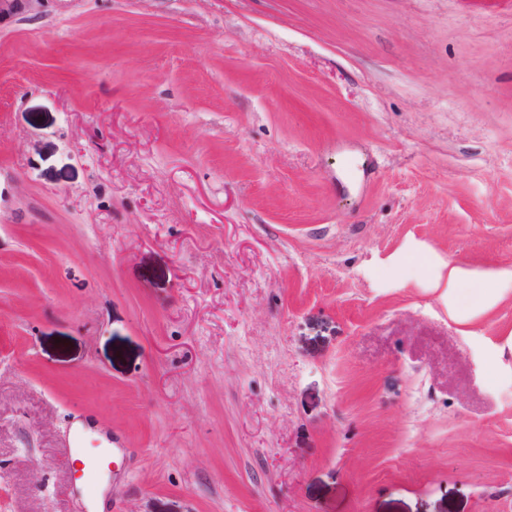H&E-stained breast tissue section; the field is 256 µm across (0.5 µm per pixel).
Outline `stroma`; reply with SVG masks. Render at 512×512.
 <instances>
[{"instance_id":"obj_1","label":"stroma","mask_w":512,"mask_h":512,"mask_svg":"<svg viewBox=\"0 0 512 512\" xmlns=\"http://www.w3.org/2000/svg\"><path fill=\"white\" fill-rule=\"evenodd\" d=\"M78 419L103 512H512V0L1 27L0 512H90ZM109 459L108 449L100 450L92 464L87 455L80 449H75L68 458V465L75 473H81L87 489L91 494L96 491V479L98 471L104 470Z\"/></svg>"}]
</instances>
